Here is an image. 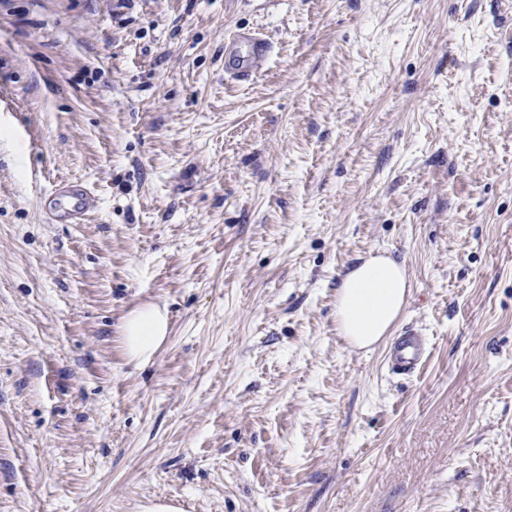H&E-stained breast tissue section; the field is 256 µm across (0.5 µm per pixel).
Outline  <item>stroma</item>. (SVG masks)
Masks as SVG:
<instances>
[{
    "instance_id": "stroma-1",
    "label": "stroma",
    "mask_w": 512,
    "mask_h": 512,
    "mask_svg": "<svg viewBox=\"0 0 512 512\" xmlns=\"http://www.w3.org/2000/svg\"><path fill=\"white\" fill-rule=\"evenodd\" d=\"M378 253L410 288L358 349L337 287ZM156 501L512 512V0H0V512ZM241 42L246 48L234 50L224 57V72L234 76L240 81L247 80L256 74L257 68L264 61L270 51L267 37L259 31H252L242 37ZM43 201L48 202L56 224H80L81 217L97 204L96 197L78 182H59ZM166 315L156 306L143 307L130 314L124 323V337L134 360H148L167 333ZM429 350L424 338L417 332L408 331L393 343L389 364L392 370L400 374H416L424 367Z\"/></svg>"
}]
</instances>
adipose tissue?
I'll list each match as a JSON object with an SVG mask.
<instances>
[{"instance_id":"obj_1","label":"adipose tissue","mask_w":512,"mask_h":512,"mask_svg":"<svg viewBox=\"0 0 512 512\" xmlns=\"http://www.w3.org/2000/svg\"><path fill=\"white\" fill-rule=\"evenodd\" d=\"M409 287L402 264L389 256H371L352 267L339 285L336 319L343 336L366 347L385 336L401 313ZM168 323L163 311L147 306L124 323L127 349L133 359H149L161 345Z\"/></svg>"}]
</instances>
